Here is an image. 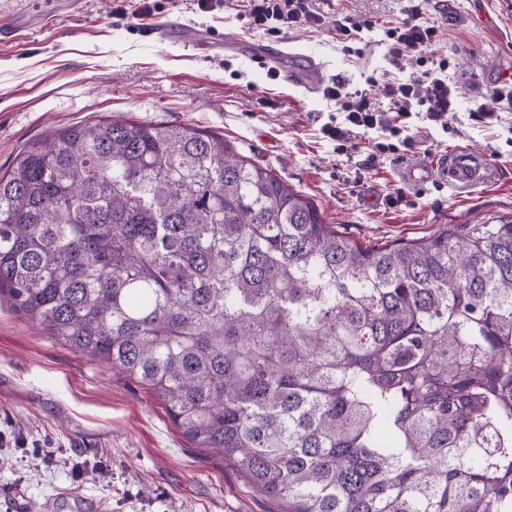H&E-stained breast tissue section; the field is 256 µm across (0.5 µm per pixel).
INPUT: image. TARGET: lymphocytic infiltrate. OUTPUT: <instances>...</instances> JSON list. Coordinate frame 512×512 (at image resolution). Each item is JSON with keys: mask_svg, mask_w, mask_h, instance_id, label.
I'll return each instance as SVG.
<instances>
[{"mask_svg": "<svg viewBox=\"0 0 512 512\" xmlns=\"http://www.w3.org/2000/svg\"><path fill=\"white\" fill-rule=\"evenodd\" d=\"M248 19L254 29L269 34L281 27L318 28L323 15L313 7V0H248ZM424 0H406L404 17L387 28L388 53L392 60L414 58L422 65L420 76L401 79L389 75L370 76L366 87L348 89L336 82L324 89L327 100L335 103L343 115L337 124H324L322 131L330 140L348 141L356 130L384 129L389 142H378L379 153H396L394 142L405 132L409 120L421 119L450 128L457 119V88L448 81V61H430L427 51L439 42L436 26L423 21ZM382 86L387 106H380L373 95L375 86Z\"/></svg>", "mask_w": 512, "mask_h": 512, "instance_id": "1", "label": "lymphocytic infiltrate"}]
</instances>
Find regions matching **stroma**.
<instances>
[{
	"mask_svg": "<svg viewBox=\"0 0 512 512\" xmlns=\"http://www.w3.org/2000/svg\"><path fill=\"white\" fill-rule=\"evenodd\" d=\"M150 17L116 14L117 0H84L81 10L50 9L45 0H0V174L19 153L56 130L115 115L187 125L224 136L239 154L272 169L321 208L327 223L364 243L420 238L440 224L512 216V112L479 127L470 114L494 87L512 80V0H428L424 21L441 38L459 88L452 129L417 121L408 150L375 156L380 131L351 137L345 153L325 138L337 111L321 89L333 81L362 87L367 76L419 74L414 61L393 63L385 30L403 16L404 0H319L320 28L269 35L248 28L246 0H151ZM43 14L37 30L20 13ZM367 19L369 30L346 41L336 18ZM195 26L219 38L272 43L321 65L319 91L288 84L277 69L244 55L186 49L146 37L150 27ZM468 149L486 164L482 180L452 188L416 187L405 169ZM402 192V206L386 194ZM81 501L93 512H281L251 489L223 456L195 447L163 406L111 364L88 359L44 336L8 299L0 300V512H45L49 500Z\"/></svg>",
	"mask_w": 512,
	"mask_h": 512,
	"instance_id": "35a3bbf8",
	"label": "stroma"
}]
</instances>
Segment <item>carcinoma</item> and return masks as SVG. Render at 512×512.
I'll use <instances>...</instances> for the list:
<instances>
[{
	"label": "carcinoma",
	"instance_id": "obj_1",
	"mask_svg": "<svg viewBox=\"0 0 512 512\" xmlns=\"http://www.w3.org/2000/svg\"><path fill=\"white\" fill-rule=\"evenodd\" d=\"M287 512H512V216L365 244L223 137L103 119L0 175V293Z\"/></svg>",
	"mask_w": 512,
	"mask_h": 512
}]
</instances>
